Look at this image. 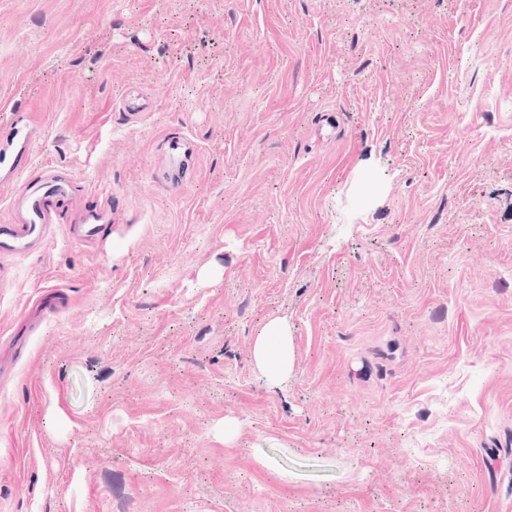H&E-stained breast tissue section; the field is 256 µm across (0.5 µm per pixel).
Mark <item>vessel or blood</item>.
Returning <instances> with one entry per match:
<instances>
[{
  "label": "vessel or blood",
  "instance_id": "1",
  "mask_svg": "<svg viewBox=\"0 0 512 512\" xmlns=\"http://www.w3.org/2000/svg\"><path fill=\"white\" fill-rule=\"evenodd\" d=\"M38 136L25 113H16L10 128L0 137V171L12 173L29 161V146ZM72 179L56 168H46L39 180L22 186L12 199L13 219L0 224V254L18 255L30 251L33 242L43 238L50 224L60 220L64 204L72 199ZM70 236L74 242L101 240L112 229V209L106 200L86 201L71 218Z\"/></svg>",
  "mask_w": 512,
  "mask_h": 512
}]
</instances>
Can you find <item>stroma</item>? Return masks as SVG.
Instances as JSON below:
<instances>
[{"label":"stroma","instance_id":"stroma-1","mask_svg":"<svg viewBox=\"0 0 512 512\" xmlns=\"http://www.w3.org/2000/svg\"><path fill=\"white\" fill-rule=\"evenodd\" d=\"M15 106L117 229L0 255V512H512V0H0ZM253 349L255 363L270 385L278 384L292 368V352L286 327L278 320L270 321L261 332Z\"/></svg>","mask_w":512,"mask_h":512}]
</instances>
